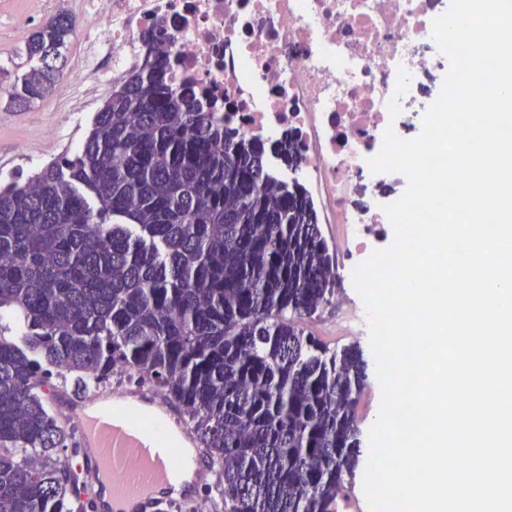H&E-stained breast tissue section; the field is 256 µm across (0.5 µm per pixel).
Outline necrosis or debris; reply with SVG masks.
I'll use <instances>...</instances> for the list:
<instances>
[{
	"instance_id": "4bbe7bcc",
	"label": "necrosis or debris",
	"mask_w": 512,
	"mask_h": 512,
	"mask_svg": "<svg viewBox=\"0 0 512 512\" xmlns=\"http://www.w3.org/2000/svg\"><path fill=\"white\" fill-rule=\"evenodd\" d=\"M1 41H19L29 18L58 10L82 17L79 63L58 85V111L83 112L140 62L142 35L167 27L174 85L207 101L245 138L273 147L298 135L301 162L289 179L307 192L321 224H339L367 250L383 207L404 175L366 162L386 130L403 135L439 96L423 75L447 58L432 22L447 0H14Z\"/></svg>"
}]
</instances>
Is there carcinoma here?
I'll return each mask as SVG.
<instances>
[{"instance_id": "carcinoma-1", "label": "carcinoma", "mask_w": 512, "mask_h": 512, "mask_svg": "<svg viewBox=\"0 0 512 512\" xmlns=\"http://www.w3.org/2000/svg\"><path fill=\"white\" fill-rule=\"evenodd\" d=\"M73 23L24 42L8 106L55 89ZM163 25L82 147L0 188V512H86L75 430L34 384L119 369L186 418L227 512H343L362 355L301 328L336 256L305 190L167 80ZM294 134L274 148L299 165Z\"/></svg>"}]
</instances>
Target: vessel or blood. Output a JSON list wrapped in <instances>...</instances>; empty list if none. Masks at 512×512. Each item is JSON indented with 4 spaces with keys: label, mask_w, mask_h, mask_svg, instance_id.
<instances>
[{
    "label": "vessel or blood",
    "mask_w": 512,
    "mask_h": 512,
    "mask_svg": "<svg viewBox=\"0 0 512 512\" xmlns=\"http://www.w3.org/2000/svg\"><path fill=\"white\" fill-rule=\"evenodd\" d=\"M142 402L164 427L190 433L168 402L145 389L76 395L60 402L63 422L79 431L78 490L91 512H156L158 506L185 504L211 477L199 456L164 445L153 428L122 414L130 401Z\"/></svg>",
    "instance_id": "obj_1"
}]
</instances>
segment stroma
I'll list each match as a JSON object with an SVG mask.
<instances>
[{"label":"stroma","instance_id":"1","mask_svg":"<svg viewBox=\"0 0 512 512\" xmlns=\"http://www.w3.org/2000/svg\"><path fill=\"white\" fill-rule=\"evenodd\" d=\"M94 112H57L50 101H43L25 112L9 110L0 99V184L38 172L59 153L75 152L85 141L94 122ZM53 129V138H45L44 129ZM27 141L31 157L21 160L15 153L17 141ZM360 253L338 258L333 302L323 311L305 319L303 327L330 347L353 345L359 348L366 364L367 384L358 409L361 453L348 486L345 512L368 507L363 491L364 465L370 454L368 432L379 412L381 390L376 376V362L370 345L369 316L352 283V271L361 262Z\"/></svg>","mask_w":512,"mask_h":512}]
</instances>
